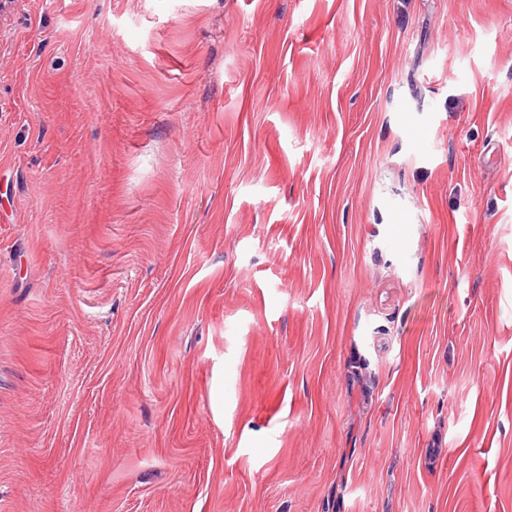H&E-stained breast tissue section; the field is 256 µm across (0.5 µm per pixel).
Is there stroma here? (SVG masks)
Instances as JSON below:
<instances>
[{
	"label": "stroma",
	"mask_w": 512,
	"mask_h": 512,
	"mask_svg": "<svg viewBox=\"0 0 512 512\" xmlns=\"http://www.w3.org/2000/svg\"><path fill=\"white\" fill-rule=\"evenodd\" d=\"M0 512H512V0L1 16Z\"/></svg>",
	"instance_id": "stroma-1"
}]
</instances>
